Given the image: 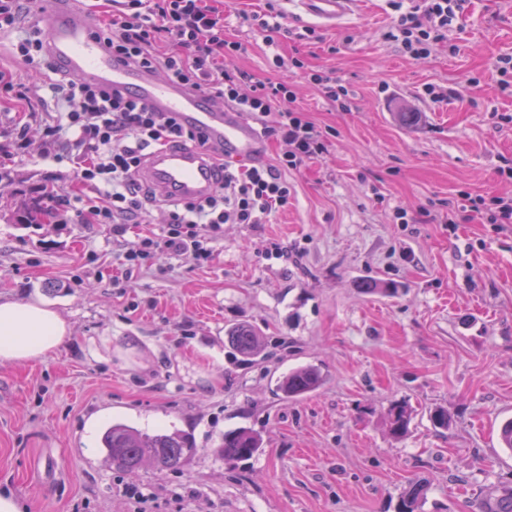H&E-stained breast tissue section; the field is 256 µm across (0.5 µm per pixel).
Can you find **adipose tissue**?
Wrapping results in <instances>:
<instances>
[{"mask_svg":"<svg viewBox=\"0 0 512 512\" xmlns=\"http://www.w3.org/2000/svg\"><path fill=\"white\" fill-rule=\"evenodd\" d=\"M70 333L66 319L40 301L0 300V363H27L52 355Z\"/></svg>","mask_w":512,"mask_h":512,"instance_id":"obj_1","label":"adipose tissue"}]
</instances>
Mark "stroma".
Returning <instances> with one entry per match:
<instances>
[{"label":"stroma","mask_w":512,"mask_h":512,"mask_svg":"<svg viewBox=\"0 0 512 512\" xmlns=\"http://www.w3.org/2000/svg\"><path fill=\"white\" fill-rule=\"evenodd\" d=\"M265 0H224L226 38L246 44L230 67L291 82L304 117L326 136L322 156L286 170L287 209L267 224H228L198 265L163 253L124 273L120 247L98 224L20 226L0 220V298L53 302L71 334L45 360L0 364V488L27 512H396L423 484L420 512H485L512 488V224H486L472 198L512 196V85L499 57L512 55V0H467L462 18L427 58L386 39L389 0H360L340 29L313 27L289 0L285 26L313 38L268 47L249 22ZM41 0H29L13 35L0 39V71L35 83L16 54ZM334 73L351 92L338 111L303 71L274 67V53ZM434 85L455 97L433 102ZM0 212L17 192L75 183L70 160L42 155L47 130L31 123L15 153V125L28 111L54 113L51 98L24 105L0 87ZM417 113L412 125L399 115ZM410 221L396 223V210ZM434 214L418 223L421 210ZM288 248L264 255L267 241ZM376 282L377 292L359 288ZM255 327L264 354L245 364L224 338ZM312 365L315 392L285 399L289 371ZM406 403L407 434L393 437L388 411ZM448 429L430 420L437 409ZM181 431L197 452L178 471L115 470L105 429ZM258 433L261 450L228 465L216 452L225 431Z\"/></svg>","instance_id":"stroma-1"}]
</instances>
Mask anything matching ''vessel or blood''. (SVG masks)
<instances>
[{
    "label": "vessel or blood",
    "mask_w": 512,
    "mask_h": 512,
    "mask_svg": "<svg viewBox=\"0 0 512 512\" xmlns=\"http://www.w3.org/2000/svg\"><path fill=\"white\" fill-rule=\"evenodd\" d=\"M315 24H345L358 0H294ZM39 21L47 32L48 48L68 76L132 94L148 109L172 112L183 125L200 135L202 144L168 145L150 152L139 173L161 204L201 200L218 186L217 159L239 164L260 160L262 143L254 126L233 106L204 101L177 82L112 60L94 36L92 16L74 0H46Z\"/></svg>",
    "instance_id": "obj_1"
}]
</instances>
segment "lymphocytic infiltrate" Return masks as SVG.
Listing matches in <instances>:
<instances>
[{
    "instance_id": "obj_1",
    "label": "lymphocytic infiltrate",
    "mask_w": 512,
    "mask_h": 512,
    "mask_svg": "<svg viewBox=\"0 0 512 512\" xmlns=\"http://www.w3.org/2000/svg\"><path fill=\"white\" fill-rule=\"evenodd\" d=\"M466 0H391L397 17L387 33L414 59L426 57L444 40ZM96 33L105 47L126 64L164 69L207 100L236 106L256 120L261 137L284 143L277 165L246 169L220 163V187L207 199L174 204L161 233L141 234L126 243L127 269L149 266L164 250L200 263L226 224H265L286 208L290 198L283 170L323 154L321 131L296 105L291 84L271 82L229 69L225 60L246 51L244 43L224 36V12L209 0H97ZM54 98L67 106L59 126L72 130L88 154L79 163L78 190L59 193L58 218L73 224H105L113 235L127 225L146 223L152 194L137 178L146 155L177 142L195 141L171 114L153 112L131 97L63 76L50 83Z\"/></svg>"
}]
</instances>
